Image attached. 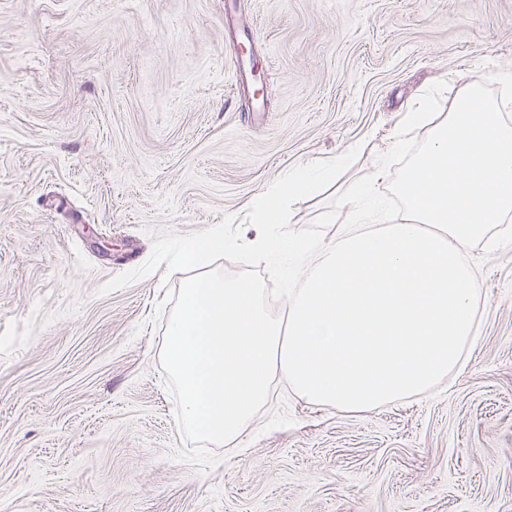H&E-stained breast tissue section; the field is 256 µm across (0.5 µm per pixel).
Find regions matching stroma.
<instances>
[{"mask_svg": "<svg viewBox=\"0 0 512 512\" xmlns=\"http://www.w3.org/2000/svg\"><path fill=\"white\" fill-rule=\"evenodd\" d=\"M512 70V0H0V512H512V246L469 249L477 334L364 411L275 381L198 472L161 351L185 273L152 231L245 216L288 170H375L419 96Z\"/></svg>", "mask_w": 512, "mask_h": 512, "instance_id": "35a3bbf8", "label": "stroma"}]
</instances>
